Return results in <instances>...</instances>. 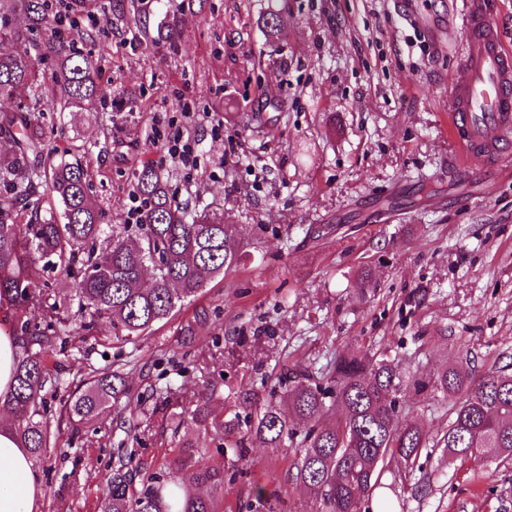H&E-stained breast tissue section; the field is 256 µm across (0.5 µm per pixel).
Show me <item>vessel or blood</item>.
Listing matches in <instances>:
<instances>
[{
	"label": "vessel or blood",
	"instance_id": "obj_1",
	"mask_svg": "<svg viewBox=\"0 0 512 512\" xmlns=\"http://www.w3.org/2000/svg\"><path fill=\"white\" fill-rule=\"evenodd\" d=\"M436 45L454 47L464 74L449 90L453 168L463 172L476 161L512 171V49L486 0H449L448 37Z\"/></svg>",
	"mask_w": 512,
	"mask_h": 512
}]
</instances>
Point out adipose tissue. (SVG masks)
Returning <instances> with one entry per match:
<instances>
[{
    "mask_svg": "<svg viewBox=\"0 0 512 512\" xmlns=\"http://www.w3.org/2000/svg\"><path fill=\"white\" fill-rule=\"evenodd\" d=\"M43 495L30 455L10 428L0 427V512H37Z\"/></svg>",
    "mask_w": 512,
    "mask_h": 512,
    "instance_id": "adipose-tissue-1",
    "label": "adipose tissue"
}]
</instances>
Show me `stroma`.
I'll return each instance as SVG.
<instances>
[{"instance_id": "1", "label": "stroma", "mask_w": 512, "mask_h": 512, "mask_svg": "<svg viewBox=\"0 0 512 512\" xmlns=\"http://www.w3.org/2000/svg\"><path fill=\"white\" fill-rule=\"evenodd\" d=\"M266 8L135 0L121 17L112 0H88L57 32L97 59L112 87L83 111L47 105L40 117L47 149L86 150L103 223L126 224L136 175L157 158L160 115L171 121L166 136L189 138L198 152L195 169L175 159L159 167L171 194L237 225L247 257L138 345L113 339L102 319L53 351L64 389L120 368L131 402L77 435L59 417V394L45 395L40 512H99L120 448L135 483L188 479L189 469L169 464L178 454L171 418L210 385L267 395L283 366L326 371L341 354L385 348L427 376L462 349L476 373L512 366V174L448 168L449 85L462 73L423 25L447 22L448 0H287L274 40L259 24ZM142 11L154 29L136 21ZM169 22L179 39L158 38L156 26ZM311 227L323 236L307 238ZM365 266L368 285L358 276ZM454 403L439 392L399 400L432 440ZM296 462L295 449L252 441L225 465L224 512H258L261 491L279 496L281 512H319ZM382 481L396 512H512V459L452 462L432 448L414 466L390 462Z\"/></svg>"}]
</instances>
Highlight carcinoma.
I'll return each instance as SVG.
<instances>
[{
  "label": "carcinoma",
  "mask_w": 512,
  "mask_h": 512,
  "mask_svg": "<svg viewBox=\"0 0 512 512\" xmlns=\"http://www.w3.org/2000/svg\"><path fill=\"white\" fill-rule=\"evenodd\" d=\"M16 2L26 27L0 23V99L23 104L0 113V136L13 142L12 152L0 156V305L13 311L9 336L21 353L13 392L0 411L9 415L6 426L20 446L40 458L50 446L42 408L46 388L59 381L47 365L57 343L76 326L93 332L98 319L106 318L114 339L134 344L238 266L243 253L236 225L206 209L187 216L150 166L137 175L146 208L136 238L126 235V225L105 232L81 156L51 162L44 153L42 128L30 118L42 111L46 96L32 54L56 57L63 111L108 98L109 85L99 78L96 63L71 43L30 40L55 27L48 0ZM48 271L69 277L71 294L55 292L45 279ZM321 376L309 366L292 365L279 377V403L263 402L255 390L231 391L233 412L227 416L213 409L216 388L199 394L189 415L173 419L175 433L188 422L199 431L174 459L192 468L189 483L155 480L138 489L119 454L103 477L100 512H221L217 495L224 491V465L202 458L213 434L237 437L233 448L241 457L251 437L270 448H298L295 479L316 497L321 512H361L388 462L411 465L428 448L422 431L397 407L399 395L412 390L455 396L448 432L439 439L448 459L512 458V369L506 365L477 379L465 357L423 379L403 372L385 349L343 354L330 367L327 383H320ZM126 394L121 370L96 371L64 402L65 416L79 434Z\"/></svg>",
  "instance_id": "carcinoma-1"
}]
</instances>
